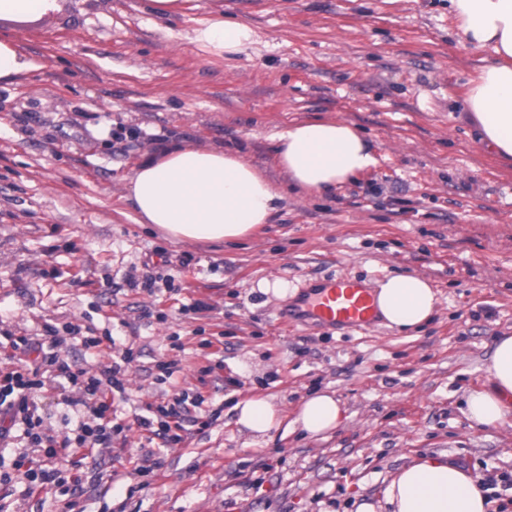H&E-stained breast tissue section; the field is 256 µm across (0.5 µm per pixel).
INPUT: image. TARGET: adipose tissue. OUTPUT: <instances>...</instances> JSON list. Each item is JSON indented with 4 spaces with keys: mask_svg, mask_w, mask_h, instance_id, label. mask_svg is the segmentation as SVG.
I'll list each match as a JSON object with an SVG mask.
<instances>
[{
    "mask_svg": "<svg viewBox=\"0 0 512 512\" xmlns=\"http://www.w3.org/2000/svg\"><path fill=\"white\" fill-rule=\"evenodd\" d=\"M63 0H0V22L34 23L59 12ZM463 45L490 50L466 106L481 142L512 157V0H449ZM253 30L223 15L198 21L192 40L217 56L246 53ZM278 165L294 189L324 195L376 165L361 134L346 121L319 117L293 121L275 137ZM137 221L153 224L177 242H235L268 223L283 198L270 181L241 156L220 149L180 145L141 161L127 179ZM379 309L401 332L420 331L429 321L436 294L417 274L380 282ZM490 389L470 393L464 414L477 426L512 421V336L494 343L488 367ZM238 425L264 437L279 423L271 400L250 398L234 406ZM341 405L334 393L306 398L296 421L308 435L334 430ZM386 512H486L477 478L447 462L421 458L399 470L383 496Z\"/></svg>",
    "mask_w": 512,
    "mask_h": 512,
    "instance_id": "obj_1",
    "label": "adipose tissue"
}]
</instances>
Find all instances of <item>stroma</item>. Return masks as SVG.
<instances>
[{"label":"stroma","mask_w":512,"mask_h":512,"mask_svg":"<svg viewBox=\"0 0 512 512\" xmlns=\"http://www.w3.org/2000/svg\"><path fill=\"white\" fill-rule=\"evenodd\" d=\"M146 3L65 0L39 22L0 23L37 65L0 81V331L112 337L94 355L57 347L96 370L134 352L133 400L118 405L126 439L75 458L81 492L0 485V512H357L420 457L512 473V424L475 428L463 413L491 385L495 339L512 336V160L480 142L465 109L480 54L459 43L448 0H192L185 17ZM218 10L252 28L248 53L192 41L196 19ZM307 117L353 124L377 165L329 196L289 189L274 137ZM124 129L138 139L113 150ZM170 144L240 153L283 191L280 210L231 243H174L137 223L127 179ZM407 272L437 294L414 336L293 328L257 287ZM145 275L155 292L131 288ZM198 301L206 311L181 314ZM218 335L220 368L202 345ZM162 358L178 370L159 385ZM326 388L340 421L312 437L295 419ZM197 389L208 411L143 486L129 462L150 447L136 416ZM250 397L280 416L257 441L234 411Z\"/></svg>","instance_id":"35a3bbf8"}]
</instances>
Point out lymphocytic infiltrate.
I'll return each instance as SVG.
<instances>
[{
	"label": "lymphocytic infiltrate",
	"instance_id": "1",
	"mask_svg": "<svg viewBox=\"0 0 512 512\" xmlns=\"http://www.w3.org/2000/svg\"><path fill=\"white\" fill-rule=\"evenodd\" d=\"M13 355L8 367L0 368V445L41 449L43 455L30 459L19 474L0 472V482L19 481L31 496L67 481V461L85 448H108L125 430L112 409L113 398L127 399L122 379L123 366L133 359L132 349L122 350L112 366L94 373L72 368L57 353L45 350L40 340L19 336L11 339ZM65 379L76 390L80 411L70 433L61 435L45 427L39 413V396ZM200 395L181 393L139 416L137 425L160 438L163 446L185 439V420L200 408Z\"/></svg>",
	"mask_w": 512,
	"mask_h": 512
}]
</instances>
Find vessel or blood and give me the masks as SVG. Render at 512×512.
Masks as SVG:
<instances>
[{
	"label": "vessel or blood",
	"mask_w": 512,
	"mask_h": 512,
	"mask_svg": "<svg viewBox=\"0 0 512 512\" xmlns=\"http://www.w3.org/2000/svg\"><path fill=\"white\" fill-rule=\"evenodd\" d=\"M281 314L296 324L344 332L368 331L381 322L375 288L347 275L305 280Z\"/></svg>",
	"instance_id": "vessel-or-blood-1"
}]
</instances>
